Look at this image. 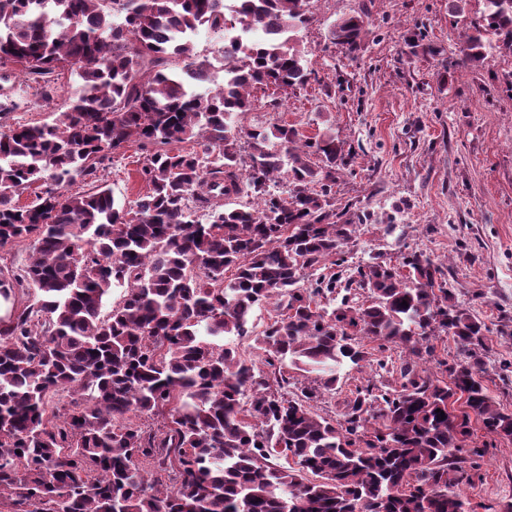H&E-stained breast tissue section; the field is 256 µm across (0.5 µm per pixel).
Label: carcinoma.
<instances>
[{"label": "carcinoma", "instance_id": "cac0c4a2", "mask_svg": "<svg viewBox=\"0 0 512 512\" xmlns=\"http://www.w3.org/2000/svg\"><path fill=\"white\" fill-rule=\"evenodd\" d=\"M234 2L0 0V70L44 100L59 71L78 78L51 121L0 123V248L37 243L23 273L0 269L1 297L36 294L0 318V500L10 512H470L458 486L466 457L484 454L467 447L473 424L512 439V411L483 380L489 328L420 251L320 273L372 216L336 207L343 141L236 121L254 90L308 83L297 32L313 0ZM483 5L458 47L471 68L512 51V0ZM202 27L228 42L216 89ZM366 32L357 12L328 39L353 58ZM195 138L202 152L180 150ZM129 142L150 186L134 212L106 187L70 193ZM281 174L285 196L271 190ZM35 182L38 203L17 204ZM245 187L253 202L233 205ZM273 299L255 336L270 377L224 337L250 335ZM444 335L463 356L438 362L447 382L417 371ZM367 340L405 350L400 389L358 388L343 419L315 415ZM290 369L322 377L290 397ZM137 414L160 427L145 432Z\"/></svg>", "mask_w": 512, "mask_h": 512}]
</instances>
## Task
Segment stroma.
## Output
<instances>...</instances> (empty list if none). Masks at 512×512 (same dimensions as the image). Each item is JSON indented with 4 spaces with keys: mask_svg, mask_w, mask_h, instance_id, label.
Instances as JSON below:
<instances>
[{
    "mask_svg": "<svg viewBox=\"0 0 512 512\" xmlns=\"http://www.w3.org/2000/svg\"><path fill=\"white\" fill-rule=\"evenodd\" d=\"M451 0H316L314 20L298 34L314 78L294 93L254 92L255 108L240 115L288 124L307 138L335 130L349 151V166L335 187L337 206L374 212L344 248L349 265L371 256L422 251L442 262L455 296L488 326L485 383L496 403L512 411V53L492 50L482 67L461 64L457 47L468 22L477 20L482 0H469L465 16ZM369 13L367 35L356 57L330 43L336 17ZM420 34L436 47L433 55L412 54L405 40ZM46 102L24 78L7 84L20 105L10 124H39L64 107L74 84L69 72ZM144 156L129 144L99 168L96 179L75 177L72 189L100 182L117 206L133 207L148 187L138 175ZM408 209L392 233L382 222L394 204ZM360 366L343 367L336 391L312 404L321 417L341 419L355 388L401 384L403 349L366 345ZM387 360L381 371L378 360ZM486 445L471 484L460 492L472 512H504L512 505V440L475 430Z\"/></svg>",
    "mask_w": 512,
    "mask_h": 512,
    "instance_id": "stroma-1",
    "label": "stroma"
}]
</instances>
